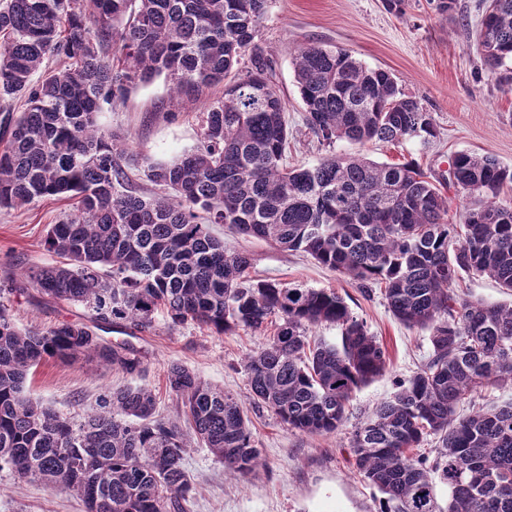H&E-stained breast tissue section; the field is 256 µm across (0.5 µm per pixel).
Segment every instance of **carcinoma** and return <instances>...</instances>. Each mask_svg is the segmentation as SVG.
Listing matches in <instances>:
<instances>
[{
    "instance_id": "obj_1",
    "label": "carcinoma",
    "mask_w": 512,
    "mask_h": 512,
    "mask_svg": "<svg viewBox=\"0 0 512 512\" xmlns=\"http://www.w3.org/2000/svg\"><path fill=\"white\" fill-rule=\"evenodd\" d=\"M268 0H0V207L49 196L76 201L45 243L61 258L27 271L10 292L35 290L80 305L83 321L22 330L0 308V469L81 498L87 512H183L193 491L182 458L190 437L247 476L260 452L231 393L172 365L167 386L189 430L156 418L147 386L106 389L78 421L25 391L49 359L84 356L131 375L135 351L99 331L146 332L161 312L171 327L222 334L274 327L247 363L252 400L298 432H336L355 390L383 375L387 354L333 289L251 283L249 255L211 236L210 224L303 251L383 289L393 316L429 331L432 353L354 431L356 470L383 495L380 512H512V403L456 416L477 389L512 384V304L461 297L460 272L512 292V203L499 200L512 170L458 152L448 182L463 193L462 231L450 201L413 163L332 155L312 167L285 162V103L254 45ZM477 35L493 69L512 60V0H490ZM59 61L46 68L48 57ZM306 125L320 140L428 141L434 119L391 74L340 47L292 54ZM163 76L190 100L224 84L202 110L198 144L146 178L168 194L143 198L119 160L127 143L99 121L105 104ZM341 328L340 343L307 330ZM435 463L414 453L429 437ZM448 485L440 506L434 477Z\"/></svg>"
}]
</instances>
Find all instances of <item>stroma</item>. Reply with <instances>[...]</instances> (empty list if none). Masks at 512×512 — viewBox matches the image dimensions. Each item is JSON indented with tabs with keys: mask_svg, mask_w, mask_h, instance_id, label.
I'll return each instance as SVG.
<instances>
[{
	"mask_svg": "<svg viewBox=\"0 0 512 512\" xmlns=\"http://www.w3.org/2000/svg\"><path fill=\"white\" fill-rule=\"evenodd\" d=\"M484 0H457L443 13L437 0H405L402 11L385 0H268L255 45L268 59L270 80L286 103L290 135L288 165L313 166L331 154L361 153L377 162H416L440 181L448 176L451 157L460 151L485 154L512 169V83L485 65L475 29ZM327 44L350 50L372 68L389 72L403 91L431 112L438 136L430 143L370 142L355 146L319 143L305 124V106L293 75L290 50ZM224 94L223 86L206 90L200 100L171 94L164 78L131 90L121 101L104 105L101 123L129 143L123 162L140 195L161 194L162 186L144 175L147 164L164 162L194 148L200 136L201 110ZM74 208L73 202L46 197L22 209H0V299L19 327L47 328L84 316L78 305H58L38 294L19 295L11 286L31 267L53 264L44 238L49 225ZM213 236L252 259V281H276L298 288H333L388 354L386 373L355 391L349 420L335 433L309 435L289 429L267 408L249 398L246 364L262 348L267 333L239 329L217 334L188 324L169 328L157 315L153 331L114 328L108 339L128 343L142 360L141 375L83 360H49L28 377L26 389L42 405L79 419L108 387L146 385L155 393L157 413L182 420L181 406L166 384L174 364L187 367L213 386L236 395L250 420L261 464L255 473L230 474L208 448L194 443L182 467L194 490L184 512H379L380 492L356 472L351 457L354 426L392 396L397 384L419 371L430 353L425 330L407 327L389 311L380 289L364 292L347 277L302 252L281 251L263 240L211 225ZM0 512H86L84 503L66 491L38 483H16L0 469Z\"/></svg>",
	"mask_w": 512,
	"mask_h": 512,
	"instance_id": "1",
	"label": "stroma"
}]
</instances>
